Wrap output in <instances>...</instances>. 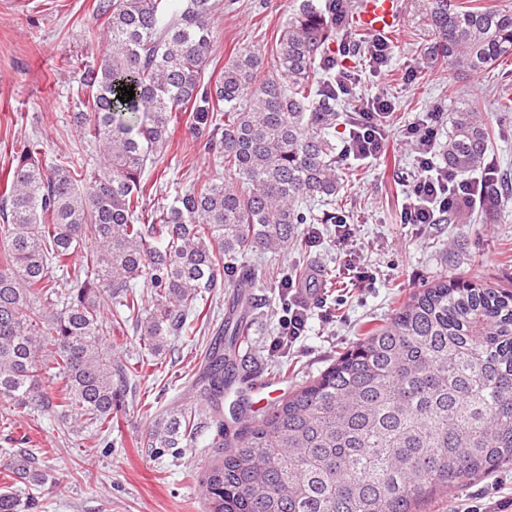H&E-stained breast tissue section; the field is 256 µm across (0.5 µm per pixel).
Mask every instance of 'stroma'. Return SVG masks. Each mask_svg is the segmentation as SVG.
Masks as SVG:
<instances>
[{"label": "stroma", "mask_w": 512, "mask_h": 512, "mask_svg": "<svg viewBox=\"0 0 512 512\" xmlns=\"http://www.w3.org/2000/svg\"><path fill=\"white\" fill-rule=\"evenodd\" d=\"M96 2L0 0V182L15 153L32 141L40 142L47 159L75 152L89 162L92 151L71 120L76 107L72 90L84 65L93 63L103 48L98 34L105 20L94 11ZM295 6V0H219L213 51L217 63L240 49L270 55L277 31ZM398 6L400 24L385 36L391 46L387 74H376L365 54L343 56L344 67L356 77V94L338 98L341 117L331 135L336 146H343L359 99L381 95L390 101L386 155L337 164L346 184L336 210L356 226L347 249L356 255L359 268L372 273L371 286H353L330 224L319 225L316 245L302 253L250 252L240 259L239 271L225 277L223 288L201 301L209 316L196 341L171 338L154 366L141 373L135 399L126 400L115 414L111 447L88 431L65 433L61 413H17L0 399V416L13 420L10 432L0 431V487L10 483L5 471L9 456L24 449L47 481L18 484V494L38 497L41 512H204L198 485L188 475L202 473L214 453L208 419L197 414L190 447L176 454L150 447L149 431L157 416L191 407V384L245 269L269 272L264 287L249 291L252 320L237 372L239 390L224 397L225 408L245 420L264 412L254 385L271 383L275 399H285L351 349L365 327L382 323L424 284L476 271L488 281L512 283V201L490 223L481 220L477 206L452 224L443 215L421 229L401 221L406 176L414 166L404 129L435 106L450 109L452 93L482 85L472 105L490 114L497 111L502 92L495 73L478 76L428 59L426 49L436 38L431 0H398ZM170 137L177 150L176 168L166 176V191L145 200L149 213L196 180L226 175L219 157L197 143L187 113H178ZM301 260L320 290L309 297L303 336L279 348L274 340L283 315L280 282ZM23 437L28 440L24 446L19 443ZM479 496L512 498V467L475 484L453 486L451 494L424 501L420 512H464Z\"/></svg>", "instance_id": "obj_1"}]
</instances>
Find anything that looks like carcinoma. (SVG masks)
Masks as SVG:
<instances>
[{"instance_id": "1", "label": "carcinoma", "mask_w": 512, "mask_h": 512, "mask_svg": "<svg viewBox=\"0 0 512 512\" xmlns=\"http://www.w3.org/2000/svg\"><path fill=\"white\" fill-rule=\"evenodd\" d=\"M217 0H99L107 32L99 61L84 66L72 113L98 148L90 175L63 157L44 163L32 142L0 191V397L23 413L56 406L73 428L103 443L113 413L134 390L136 367L105 335L134 323L150 354L169 337H191L197 301L225 268L253 248H303L300 224H334L314 212L336 204V91L313 86L330 46L354 49L360 33L346 0L303 3L278 33L270 65L253 51L212 62ZM437 40L429 54L476 74L512 54V11L482 0H434ZM134 87L130 101L121 87ZM192 112L193 134L224 160L235 183L198 181L150 222L143 202L165 175L173 115ZM492 118L461 98L448 113L443 162L460 178L488 152ZM62 272L70 287L54 276ZM142 279L148 310L131 281ZM241 297L229 301L222 336L194 385L219 449L201 478L205 512H416L448 487L489 476L512 461V291L480 275L443 277L416 291L389 321L262 418L224 427V388L234 382L249 335ZM56 385L53 393L43 380ZM192 415L154 422L151 448L191 441ZM12 480L46 475L19 456ZM7 487L0 512H18Z\"/></svg>"}]
</instances>
